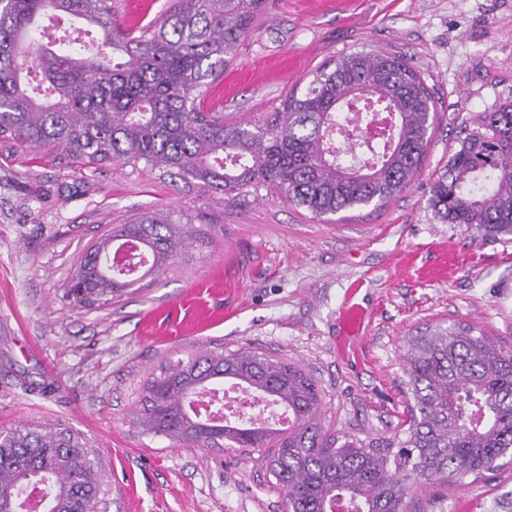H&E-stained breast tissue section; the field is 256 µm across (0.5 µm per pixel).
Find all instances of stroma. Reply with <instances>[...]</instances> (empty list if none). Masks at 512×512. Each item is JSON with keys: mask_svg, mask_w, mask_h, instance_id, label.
Returning <instances> with one entry per match:
<instances>
[{"mask_svg": "<svg viewBox=\"0 0 512 512\" xmlns=\"http://www.w3.org/2000/svg\"><path fill=\"white\" fill-rule=\"evenodd\" d=\"M405 57L435 97L419 179L325 223L268 186L228 198L145 164L70 165L0 143V431L40 426L89 446L102 512H285L262 448H188L144 434L146 386L169 363L258 349L318 382L336 436L403 435L405 344L468 323L512 348V234L441 223L432 186L464 124L512 99V0H268L206 109L247 123L343 53ZM215 225L102 307L66 285L86 251L146 212ZM408 512H512V464L411 485Z\"/></svg>", "mask_w": 512, "mask_h": 512, "instance_id": "1", "label": "stroma"}]
</instances>
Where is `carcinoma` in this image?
I'll list each match as a JSON object with an SVG mask.
<instances>
[{
    "label": "carcinoma",
    "instance_id": "carcinoma-1",
    "mask_svg": "<svg viewBox=\"0 0 512 512\" xmlns=\"http://www.w3.org/2000/svg\"><path fill=\"white\" fill-rule=\"evenodd\" d=\"M265 0H170L147 24L112 25V0H0V141L61 151L74 163L145 162L227 196L263 184L313 217L381 206L417 177L435 118L433 96L404 58L357 51L326 61L282 110L226 123L204 102ZM44 16L63 34L37 38ZM78 19L80 39L62 25ZM442 222L512 234V101L480 113L434 182ZM191 219L144 213L84 257L76 305L128 293L209 234ZM405 439H340L321 424L320 388L295 363L250 349L202 353L150 381L138 419L154 436L207 448H268L288 512H407L406 481L446 483L512 462V349L470 324L408 341ZM241 384L288 421L214 420L192 407L211 387ZM46 481L50 512H96L101 485L82 438L23 427L0 432V512Z\"/></svg>",
    "mask_w": 512,
    "mask_h": 512
}]
</instances>
